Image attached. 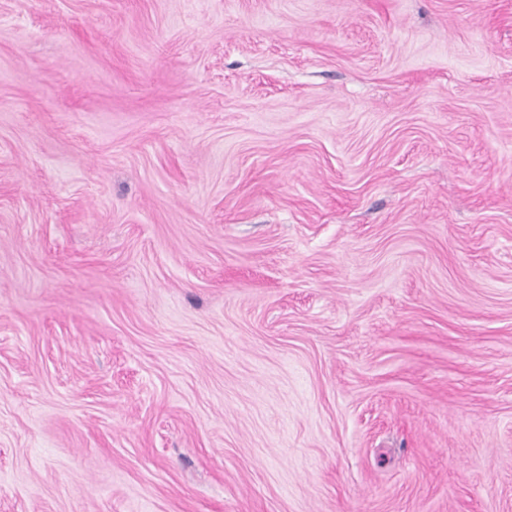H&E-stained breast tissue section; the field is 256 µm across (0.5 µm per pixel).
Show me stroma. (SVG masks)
I'll return each instance as SVG.
<instances>
[{
  "label": "stroma",
  "instance_id": "stroma-1",
  "mask_svg": "<svg viewBox=\"0 0 512 512\" xmlns=\"http://www.w3.org/2000/svg\"><path fill=\"white\" fill-rule=\"evenodd\" d=\"M0 512H512V0H0Z\"/></svg>",
  "mask_w": 512,
  "mask_h": 512
}]
</instances>
